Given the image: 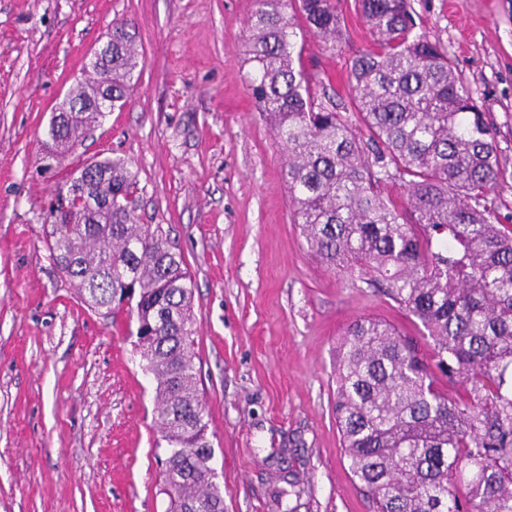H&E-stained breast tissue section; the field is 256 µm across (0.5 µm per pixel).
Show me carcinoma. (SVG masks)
Instances as JSON below:
<instances>
[{"mask_svg": "<svg viewBox=\"0 0 512 512\" xmlns=\"http://www.w3.org/2000/svg\"><path fill=\"white\" fill-rule=\"evenodd\" d=\"M358 6L374 40L351 63L365 136L346 108L313 93L298 44L303 24L342 43L334 0H258L248 22L251 92L287 149L292 222L321 265L359 268L421 322L448 382H435L392 324L354 321L336 343L344 455L376 512H512V225L488 201L505 177L495 136L448 52L414 33L408 0ZM134 39L126 24L112 27V58L72 92L82 106L63 135L51 134L59 156L102 117L93 103L101 82L113 105L126 103ZM397 181L400 201L384 194ZM140 192L122 162L77 171L57 194L75 220L50 224L49 256L91 308L135 316L168 445V512H224L207 457L193 450L211 444L191 280L162 225L138 223Z\"/></svg>", "mask_w": 512, "mask_h": 512, "instance_id": "cac0c4a2", "label": "carcinoma"}]
</instances>
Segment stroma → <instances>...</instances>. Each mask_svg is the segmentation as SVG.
I'll use <instances>...</instances> for the list:
<instances>
[{
  "label": "stroma",
  "instance_id": "stroma-1",
  "mask_svg": "<svg viewBox=\"0 0 512 512\" xmlns=\"http://www.w3.org/2000/svg\"><path fill=\"white\" fill-rule=\"evenodd\" d=\"M340 47L303 36L313 84L349 101L373 45L356 0H335ZM492 128L512 224V0H409ZM257 0H0V512H167L168 445L126 312L88 308L49 257L47 211L73 171L125 162L192 283L198 388L224 512H374L336 426V341L362 317L430 340L358 270L331 271L291 220L285 146L248 90ZM134 24L124 108L65 157L51 119L113 24Z\"/></svg>",
  "mask_w": 512,
  "mask_h": 512
}]
</instances>
